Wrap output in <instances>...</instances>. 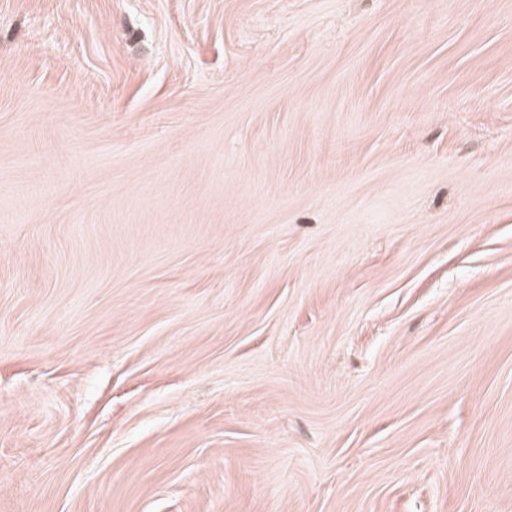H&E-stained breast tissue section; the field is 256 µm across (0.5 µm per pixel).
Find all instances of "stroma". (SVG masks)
<instances>
[{"mask_svg": "<svg viewBox=\"0 0 512 512\" xmlns=\"http://www.w3.org/2000/svg\"><path fill=\"white\" fill-rule=\"evenodd\" d=\"M0 512H512V0H0Z\"/></svg>", "mask_w": 512, "mask_h": 512, "instance_id": "obj_1", "label": "stroma"}]
</instances>
